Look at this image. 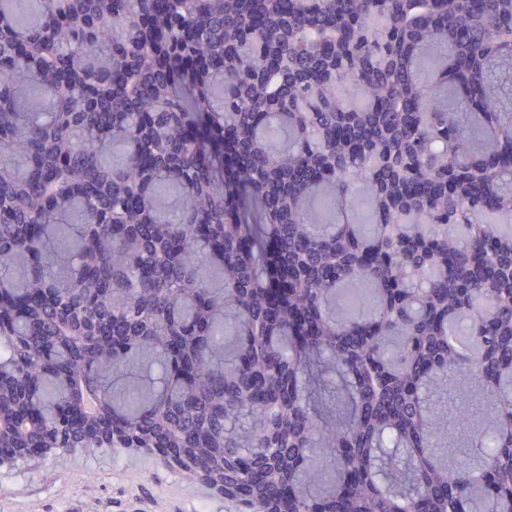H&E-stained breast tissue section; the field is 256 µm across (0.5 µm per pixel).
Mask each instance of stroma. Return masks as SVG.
Returning a JSON list of instances; mask_svg holds the SVG:
<instances>
[{
  "mask_svg": "<svg viewBox=\"0 0 512 512\" xmlns=\"http://www.w3.org/2000/svg\"><path fill=\"white\" fill-rule=\"evenodd\" d=\"M0 512H229L207 485L159 458L95 448L0 468Z\"/></svg>",
  "mask_w": 512,
  "mask_h": 512,
  "instance_id": "35a3bbf8",
  "label": "stroma"
}]
</instances>
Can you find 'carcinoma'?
I'll return each instance as SVG.
<instances>
[{
  "instance_id": "obj_1",
  "label": "carcinoma",
  "mask_w": 512,
  "mask_h": 512,
  "mask_svg": "<svg viewBox=\"0 0 512 512\" xmlns=\"http://www.w3.org/2000/svg\"><path fill=\"white\" fill-rule=\"evenodd\" d=\"M492 219L512 0H0V458L190 454L235 512H512ZM174 463L181 469L188 468L195 470L197 473V477L200 480L210 485L213 489H215L220 495L224 496L225 498L231 497L235 493V490L224 485V479L208 470L202 469L201 467L194 464L192 460L185 459V462L178 461Z\"/></svg>"
}]
</instances>
